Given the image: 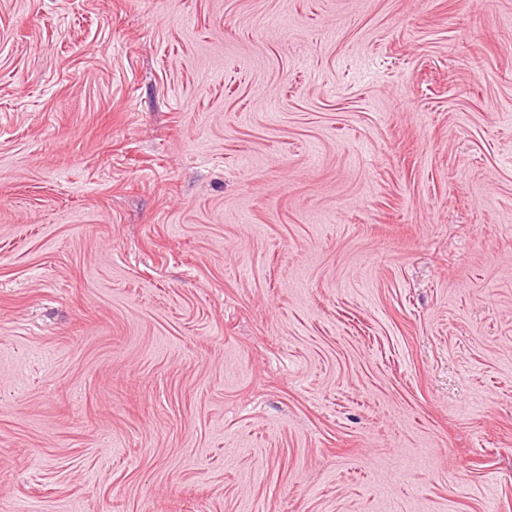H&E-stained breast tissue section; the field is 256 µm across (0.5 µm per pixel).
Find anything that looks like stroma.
Wrapping results in <instances>:
<instances>
[{
	"label": "stroma",
	"mask_w": 512,
	"mask_h": 512,
	"mask_svg": "<svg viewBox=\"0 0 512 512\" xmlns=\"http://www.w3.org/2000/svg\"><path fill=\"white\" fill-rule=\"evenodd\" d=\"M0 512H512V0H0Z\"/></svg>",
	"instance_id": "stroma-1"
}]
</instances>
